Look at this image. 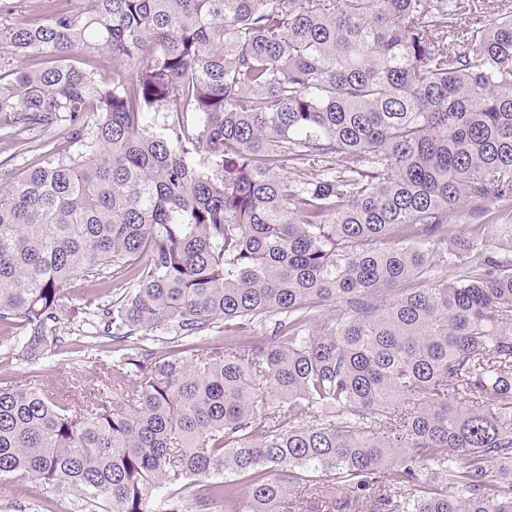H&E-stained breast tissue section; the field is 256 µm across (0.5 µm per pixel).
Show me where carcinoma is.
<instances>
[{
    "label": "carcinoma",
    "mask_w": 512,
    "mask_h": 512,
    "mask_svg": "<svg viewBox=\"0 0 512 512\" xmlns=\"http://www.w3.org/2000/svg\"><path fill=\"white\" fill-rule=\"evenodd\" d=\"M40 8L0 32V129L32 154L0 195V326L46 360L75 281L128 289L69 310L112 341L95 401L0 388V481L90 512H512V224L486 235L512 3L464 27L461 0ZM466 224H469L462 217L454 218L451 224H448V239L439 243L429 257V265L432 268V274L441 275L444 273L449 260V249L453 248L455 237L466 234ZM124 277L114 275L111 278H105L96 283L77 282L73 288H96V293L105 301H116L125 293ZM99 283V284H97ZM123 287V288H122Z\"/></svg>",
    "instance_id": "carcinoma-1"
}]
</instances>
